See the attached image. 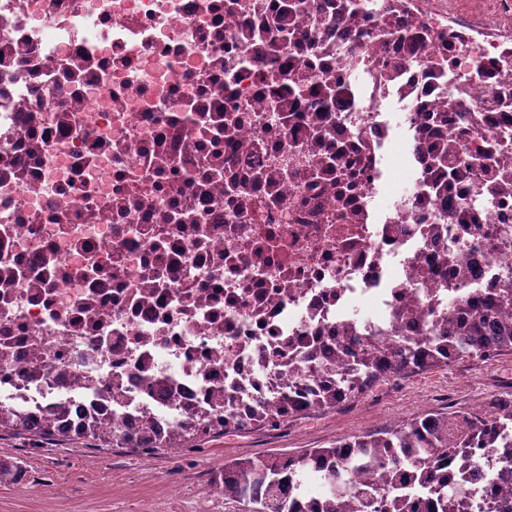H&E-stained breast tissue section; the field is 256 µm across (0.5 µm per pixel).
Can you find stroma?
<instances>
[{"mask_svg": "<svg viewBox=\"0 0 512 512\" xmlns=\"http://www.w3.org/2000/svg\"><path fill=\"white\" fill-rule=\"evenodd\" d=\"M512 393V353L483 364H455L382 380L336 408L293 416L275 426L214 435L177 452L143 455L94 448L84 440L34 443L0 435V462L21 463L20 481L0 483V512H244L214 480L222 462L328 448L352 436L397 428L402 421Z\"/></svg>", "mask_w": 512, "mask_h": 512, "instance_id": "stroma-1", "label": "stroma"}]
</instances>
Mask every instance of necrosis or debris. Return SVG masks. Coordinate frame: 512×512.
Masks as SVG:
<instances>
[{"instance_id": "4bbe7bcc", "label": "necrosis or debris", "mask_w": 512, "mask_h": 512, "mask_svg": "<svg viewBox=\"0 0 512 512\" xmlns=\"http://www.w3.org/2000/svg\"><path fill=\"white\" fill-rule=\"evenodd\" d=\"M297 2L0 0V414L138 449L512 316V0Z\"/></svg>"}]
</instances>
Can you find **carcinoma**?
<instances>
[{
    "instance_id": "cac0c4a2",
    "label": "carcinoma",
    "mask_w": 512,
    "mask_h": 512,
    "mask_svg": "<svg viewBox=\"0 0 512 512\" xmlns=\"http://www.w3.org/2000/svg\"><path fill=\"white\" fill-rule=\"evenodd\" d=\"M459 325L432 336L423 346L409 342L399 348L355 354L347 396L369 389L391 375L448 365L451 359L512 352V321L501 320L492 304L481 299L459 308ZM496 421L473 415L460 429L448 428L457 411L428 413L403 422L389 432L366 433L330 448H308L298 455L240 458L224 462L216 481L256 512H462L455 471L449 467L470 448H494L512 464V405L499 399ZM0 431L56 439L55 426L30 428L22 418L0 416ZM98 448H122L110 433L87 436ZM383 474L375 488L351 486L332 491L328 485L342 471Z\"/></svg>"
}]
</instances>
